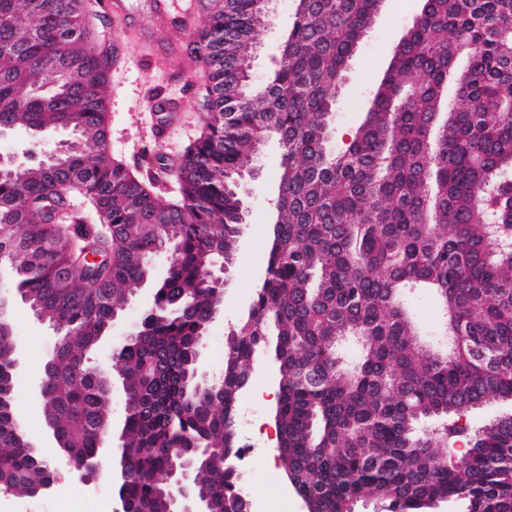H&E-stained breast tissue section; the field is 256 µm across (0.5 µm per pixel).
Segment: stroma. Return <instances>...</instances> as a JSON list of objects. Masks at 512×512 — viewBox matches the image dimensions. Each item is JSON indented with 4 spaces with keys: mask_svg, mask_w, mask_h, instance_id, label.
Returning <instances> with one entry per match:
<instances>
[{
    "mask_svg": "<svg viewBox=\"0 0 512 512\" xmlns=\"http://www.w3.org/2000/svg\"><path fill=\"white\" fill-rule=\"evenodd\" d=\"M421 6L422 0H381L373 25L357 46L344 76L332 122V148H342L357 127L399 40ZM292 18L293 0H273L268 24L256 35L257 50L252 59L255 81H263L274 68L281 36ZM86 20L98 31L97 50L111 53L112 43L119 37L127 42L131 52L130 60L112 73L109 90L112 133L108 153L123 160L134 172L151 177L159 198L171 201L178 197L179 186L169 168L178 162L197 136V128L206 115L203 101L207 80L201 69L186 57L181 60V71H157L151 50L166 43V34L150 27L141 31L117 24L106 7V0H90ZM170 98L176 99L182 107L181 123L171 131L167 143L160 145L152 137L151 118L144 111L143 102ZM279 155L276 141L265 142L254 162L256 178L247 177L241 182V195L248 211L247 224L235 264L226 275L219 311L199 344L200 360L204 369L211 373L222 372L225 340L246 316L263 277L268 224L274 216L271 200L277 193ZM9 315L21 360L15 378V409L28 434L36 440L41 456L54 463L58 476L52 489L44 495L1 494L0 512H11L17 501L24 503L28 512H58L61 502L70 497L78 482L60 462L55 444L43 437V403L32 385L40 378L59 338L23 304L12 305ZM274 385L270 371H253L241 403L248 406V418L255 430H265L271 419V406L266 398ZM245 478L258 485L267 496L281 499L283 512H303L302 502L289 486L273 451H266L257 458Z\"/></svg>",
    "mask_w": 512,
    "mask_h": 512,
    "instance_id": "stroma-1",
    "label": "stroma"
}]
</instances>
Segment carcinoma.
I'll return each mask as SVG.
<instances>
[{"label":"carcinoma","mask_w":512,"mask_h":512,"mask_svg":"<svg viewBox=\"0 0 512 512\" xmlns=\"http://www.w3.org/2000/svg\"><path fill=\"white\" fill-rule=\"evenodd\" d=\"M275 68L251 78L271 0H209L186 52L209 81L206 131L176 167L180 198L108 157L109 57L84 0H0V129H56L79 151L0 165V257L10 294L63 336L41 383L45 423L77 467L111 428L92 355L165 250L142 332L115 353L133 399L115 483L131 512H170L173 464L193 465L208 512H237L238 409L264 352L280 372L278 465L310 512H512V0H423L351 141L329 146L343 74L380 0H294ZM468 58L462 73L458 57ZM455 104L443 110L448 80ZM278 137L276 219L252 306L227 337L223 380L199 386V341L244 225L240 181ZM101 234L46 212L74 194ZM108 247L99 262L96 243ZM73 268L63 278L61 272ZM439 300V349L403 303ZM13 324L0 321V480L31 494L56 479L14 405ZM503 411L474 429L472 410ZM467 456L448 463L446 445ZM224 455L221 466L206 457Z\"/></svg>","instance_id":"cac0c4a2"}]
</instances>
